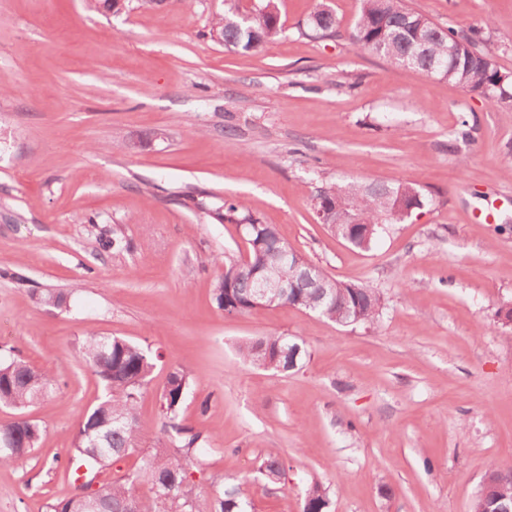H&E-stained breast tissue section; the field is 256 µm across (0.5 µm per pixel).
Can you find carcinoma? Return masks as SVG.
I'll return each instance as SVG.
<instances>
[{
	"label": "carcinoma",
	"instance_id": "obj_1",
	"mask_svg": "<svg viewBox=\"0 0 512 512\" xmlns=\"http://www.w3.org/2000/svg\"><path fill=\"white\" fill-rule=\"evenodd\" d=\"M336 15L326 4H319L306 20L303 34L313 38L337 35ZM283 32L278 0H259L249 13H241L239 0H224V13L210 26L211 39L241 54H258ZM491 38L490 23L466 30L436 25L411 9L406 0H361L358 21L349 34L350 43L395 67L411 68L437 78L467 94L482 98L490 107L512 105V75L501 72L484 45ZM428 202L422 189L412 183H331L313 198V209L320 224L333 226L344 238L347 224L359 225L349 241L358 249L370 247L388 224L405 221V211L423 208ZM224 221L241 230L250 252V267L239 259H224V273L214 288L217 307L231 308L241 315L253 310L252 293L258 271L275 273L283 284H291L289 295L276 306H292L315 313L341 326L372 325L382 309L380 293L366 285L346 283L330 277L323 269L301 255L295 261L283 258L287 244L273 224L255 217L241 200H224ZM300 344L286 336H258L238 345L241 358L259 368L279 372L294 370L301 357L288 351ZM79 353L103 386V396L90 407L79 425L68 450L67 468L73 477L79 470H107L122 458L141 454L138 468L101 484L97 493L104 498L108 512H253L242 499L239 487L231 485L215 494L198 490L188 468L171 456L170 448L191 455L201 442L202 433L183 425L180 413L191 384L186 369L176 366L168 374L160 393L163 433L170 447L140 448L144 434L138 403L151 380L155 357L144 347L127 340L88 333ZM56 390V382L21 359L0 362V407L17 412V420L0 425V465L23 462L40 444L42 426L25 410ZM259 473L269 482L279 481L283 464L276 457L266 458ZM147 483L150 495L137 493ZM88 500L74 493L47 505V512H85ZM329 497L319 483L304 494L302 512H328Z\"/></svg>",
	"mask_w": 512,
	"mask_h": 512
}]
</instances>
